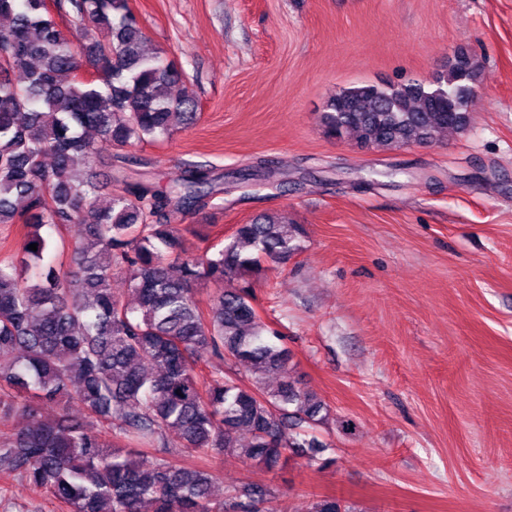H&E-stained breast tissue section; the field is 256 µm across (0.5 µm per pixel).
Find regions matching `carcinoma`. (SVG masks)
Segmentation results:
<instances>
[{
	"label": "carcinoma",
	"mask_w": 512,
	"mask_h": 512,
	"mask_svg": "<svg viewBox=\"0 0 512 512\" xmlns=\"http://www.w3.org/2000/svg\"><path fill=\"white\" fill-rule=\"evenodd\" d=\"M0 224L26 229L25 257L0 263V420L33 415L41 401L76 400L82 422L42 421L0 442V472L24 478L69 512H227L213 500V475L141 448L168 435L194 453L244 455L266 470L294 448H319L288 431L322 421L324 404L288 374V349L258 314L249 277L301 248L304 230L260 216L239 224L215 253L188 255L192 227L167 223L218 192L198 169L163 191L123 182L108 206L100 183L82 176L101 150L115 157L136 142L160 141L198 119L181 70L145 49L129 0H0ZM68 16L85 43L56 17ZM87 64L95 75L83 79ZM480 69L457 62L434 83L365 84L326 104L325 131L365 147L428 143L462 129ZM55 206L47 210L44 199ZM45 226L71 232V264H45ZM37 244V250L28 245ZM122 276L132 301L112 288ZM82 282L75 291L72 283ZM222 285L203 313L196 288ZM248 363L250 384L225 373L204 378L199 363ZM277 375L271 389L267 379ZM239 512H272L266 491L235 492Z\"/></svg>",
	"instance_id": "1"
}]
</instances>
